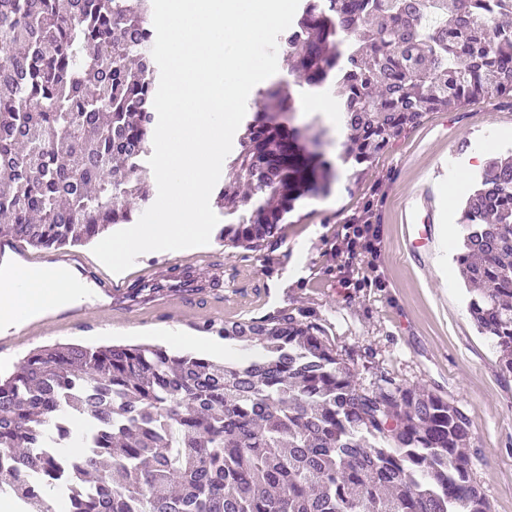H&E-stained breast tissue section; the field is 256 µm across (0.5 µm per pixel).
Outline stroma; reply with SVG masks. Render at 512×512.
Instances as JSON below:
<instances>
[{"mask_svg":"<svg viewBox=\"0 0 512 512\" xmlns=\"http://www.w3.org/2000/svg\"><path fill=\"white\" fill-rule=\"evenodd\" d=\"M487 142L492 157L512 155L511 106L485 98L428 113L368 163L347 166L327 196L298 200L274 244L251 250L211 238L204 251L223 272L220 297L160 301L131 319L90 309L45 336L0 331V371H16L47 346H161L168 329L193 336L205 320L249 323L287 311L320 323L365 387L389 378L430 388L463 409L471 420L472 478L490 512H512V374L476 330L456 275L436 276L431 255L408 256L403 222L421 190L455 182L465 198L477 171L474 152ZM376 185L387 285L357 288L337 268L336 233Z\"/></svg>","mask_w":512,"mask_h":512,"instance_id":"obj_1","label":"stroma"}]
</instances>
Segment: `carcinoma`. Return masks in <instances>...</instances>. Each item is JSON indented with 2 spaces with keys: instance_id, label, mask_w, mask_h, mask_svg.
Returning a JSON list of instances; mask_svg holds the SVG:
<instances>
[{
  "instance_id": "obj_1",
  "label": "carcinoma",
  "mask_w": 512,
  "mask_h": 512,
  "mask_svg": "<svg viewBox=\"0 0 512 512\" xmlns=\"http://www.w3.org/2000/svg\"><path fill=\"white\" fill-rule=\"evenodd\" d=\"M512 0H302L278 51L336 95L363 164L429 112L512 100ZM152 0H0V238L84 245L133 221L160 72ZM217 188V235L274 242L333 166L286 85L257 90ZM453 254L512 373V159L476 175ZM224 361L152 345H55L0 375V498L51 512H489L470 420L427 389L368 390L322 327L281 311L217 330ZM87 422L82 450L70 414Z\"/></svg>"
}]
</instances>
